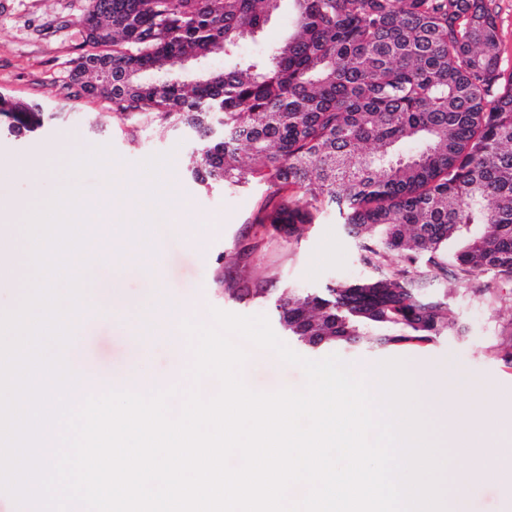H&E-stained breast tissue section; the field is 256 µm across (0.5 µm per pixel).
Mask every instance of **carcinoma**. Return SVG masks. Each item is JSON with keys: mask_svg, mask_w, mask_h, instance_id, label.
<instances>
[{"mask_svg": "<svg viewBox=\"0 0 512 512\" xmlns=\"http://www.w3.org/2000/svg\"><path fill=\"white\" fill-rule=\"evenodd\" d=\"M293 2V36L244 59L240 41L274 0H91L72 82L119 115L188 130L196 180L287 192L263 224L292 235L338 207L370 274L282 289L289 339L311 351L429 344L457 325L429 283L467 289L490 274L512 287V72L497 17L486 0ZM219 46L224 66L186 91L179 61ZM43 124L0 94V131Z\"/></svg>", "mask_w": 512, "mask_h": 512, "instance_id": "obj_1", "label": "carcinoma"}]
</instances>
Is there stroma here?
<instances>
[{"label":"stroma","instance_id":"obj_1","mask_svg":"<svg viewBox=\"0 0 512 512\" xmlns=\"http://www.w3.org/2000/svg\"><path fill=\"white\" fill-rule=\"evenodd\" d=\"M90 0H0V93L58 113V120L37 135L0 134V205L16 229L26 214L15 209L31 186L25 172L66 160L40 185L52 196L67 185L79 188L91 207L92 221L108 226L126 201L130 183L145 180L155 200L176 186L190 202L177 231L158 234L151 243L122 240L124 251L140 264L119 266L86 293L87 307L74 320L83 338L78 363L97 381L143 365L164 374L182 364L178 352L158 336L141 332L139 311L155 283L172 299L203 303L239 315L274 319L273 302L283 287L314 291L338 281L361 278L369 270L359 261L354 239L333 206L324 207L317 223L287 235L255 218L272 194L262 184L207 187L187 170L193 148L182 131H161L141 124L129 134L125 120L110 102L78 94L71 84L82 49L77 22ZM296 16L282 0L264 29L243 40L241 55H254L291 36ZM488 276L469 291H447L434 283L431 293L447 295L459 318L458 332L425 347L375 353L342 352L357 369L399 359L406 367L433 374L438 386L431 396L451 409L483 415L490 423L512 422V295L492 298L484 291ZM247 360L242 377L252 389L273 393L305 384L302 369L283 363L273 352L244 343ZM466 512H512V487L472 480L466 488Z\"/></svg>","mask_w":512,"mask_h":512}]
</instances>
